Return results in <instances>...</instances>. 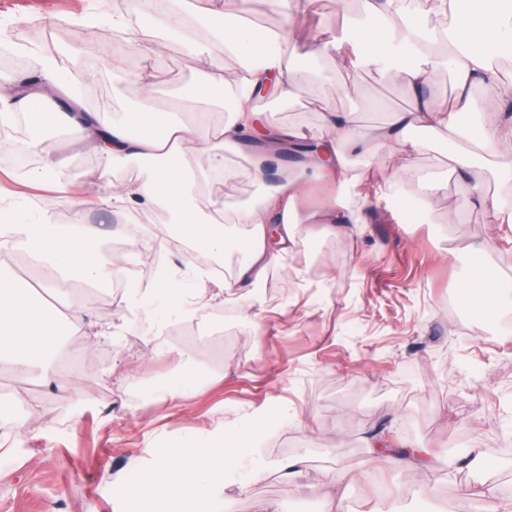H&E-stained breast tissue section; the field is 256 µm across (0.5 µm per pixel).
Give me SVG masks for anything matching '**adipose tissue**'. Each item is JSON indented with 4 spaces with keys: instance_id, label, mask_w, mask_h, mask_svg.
<instances>
[{
    "instance_id": "obj_1",
    "label": "adipose tissue",
    "mask_w": 512,
    "mask_h": 512,
    "mask_svg": "<svg viewBox=\"0 0 512 512\" xmlns=\"http://www.w3.org/2000/svg\"><path fill=\"white\" fill-rule=\"evenodd\" d=\"M167 3V10L160 17H148V24L160 21L183 31L192 26L202 29L225 53L239 59V68L228 75L202 63L182 92L185 99L195 101L224 92L229 118L217 125L203 117L175 122L170 112L153 109L127 113L109 125L90 122L84 114L72 111L58 113L56 122L59 128L93 143L104 165L164 159V166L150 170L144 179L111 191L105 203L113 210L131 213L164 207L191 238L196 252H239L235 277L225 282V291L261 283L269 267L292 251L299 225L319 224L330 235L346 236L352 226L365 223L374 204L369 201L361 208L350 204L348 194L364 182L365 173L347 164L343 146L358 148L374 140L386 145L384 183L388 186L408 156L434 141L445 146L444 164L449 173L462 175L482 163L499 182L512 186V85L501 84L492 65L494 55H512V0H413L409 9L398 6L397 0H366L364 20L339 40L350 56L345 72L348 85L356 84L361 66L385 59L394 76L416 88L425 84L431 66L446 61L454 78L453 102L418 96L410 108L376 127L359 125L352 113L324 109L323 123L330 136L313 137L312 151L304 154L296 170L281 172L277 184L261 185L254 199L233 209L232 221L245 226L244 235L227 232L197 209L194 191L201 185L236 179L237 170L225 164L224 156L237 152L242 144L257 145L253 168L259 177L282 147L299 142L296 128L267 121L257 102L262 94L282 99L300 94L317 97V88L305 77L311 56L305 53L285 59L281 51L284 30L255 26L245 9L225 11L222 0H206L202 7L192 0ZM29 57L38 75L35 86L24 88L0 75V122L44 108L59 91L66 92L70 101L79 99L56 57L34 51ZM478 87L485 92L484 110L496 113L497 122L471 140L464 138L461 127ZM310 170L334 181L337 197L302 214L298 200ZM101 241L98 225L79 220L59 224L26 202L0 209V258L21 248L38 270L36 285L20 284L0 261L1 368L25 374L37 368L45 383L62 385L52 360L63 345L65 332L83 331L84 309L79 305L65 311L49 307L40 296L53 294L69 281L100 287L109 284L113 273L121 270L123 258L116 255L110 263H102ZM510 294L511 277L476 267L466 279L460 300L466 308L490 317L500 299ZM153 295L162 311L146 327L145 336L157 352L166 344L167 313L184 314L188 308L174 276L158 278ZM267 424L264 418L245 423L218 443L197 439L161 449L153 468L132 486L129 512H139L145 500L152 512H195V503L215 482L252 466L254 444Z\"/></svg>"
}]
</instances>
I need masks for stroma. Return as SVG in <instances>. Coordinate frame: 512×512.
Here are the masks:
<instances>
[{"instance_id":"stroma-1","label":"stroma","mask_w":512,"mask_h":512,"mask_svg":"<svg viewBox=\"0 0 512 512\" xmlns=\"http://www.w3.org/2000/svg\"><path fill=\"white\" fill-rule=\"evenodd\" d=\"M114 0H0V38L37 24L42 32L57 21L111 13ZM362 0H323L310 11L293 42L296 53L324 46L311 73L325 103L298 96L260 101L269 119L293 125L304 135L324 133L323 107L353 113L364 126L388 122L414 98L405 82L385 76L383 64L364 67L355 87L336 64L333 42ZM159 50L145 57L127 52L124 42L76 30L58 47L77 85L95 90L100 121L139 108L164 109L173 119L203 112L214 122L227 117L224 99L208 103L182 100L195 78L200 57L216 71L236 70L239 62L215 45L194 51L175 36L159 38ZM155 68L151 96L123 78L126 70ZM51 145L61 162L59 175L71 195L83 201L80 215L104 231V259L127 225L124 214L99 205L111 185L133 182L145 167L132 160L102 174L93 148L71 134L56 132ZM442 146L410 157L399 188L418 197L423 184L440 180L442 192L431 211L415 218L380 200L365 224L351 235L334 237L320 225L302 224L297 245L281 264L269 268L263 286L238 289L235 305L217 293L218 279L199 276L182 238L165 210L150 224L165 229L178 248L159 247L156 260L177 270L193 293L213 300L185 318L168 316L166 347L150 352L142 327L155 311L145 302L127 309L117 296L105 305H87L84 323L112 333L88 343L73 335L75 350L63 367L64 388L30 378L0 384V440L11 448L0 460V512H126L128 490L153 464L157 449L189 437L215 440L226 425H239L287 411L256 443L259 469L246 486L216 484L196 503L197 512H325L319 485L336 467L351 472L335 512H481V488L512 498V302H503L494 319L464 308L459 294L466 266L490 265L512 275V234L495 224L489 210L476 205L472 183L488 195L503 188L481 167L467 176L448 175ZM239 169L232 183H215L198 197L203 210L214 203H244L260 183H275L278 171L297 165L281 154L256 182L252 152L227 156ZM492 241L484 255L475 245ZM304 272L303 279L291 268ZM188 360L208 377L189 400L168 398L145 404L144 394L164 382L178 361ZM27 396L23 405L14 395ZM41 417L17 438L29 408ZM300 434L301 449L285 448L284 434ZM381 434L395 448H425L417 466L386 465L368 448ZM483 449L488 469L464 466L467 448ZM305 460L306 476L294 483L277 468L286 457Z\"/></svg>"}]
</instances>
